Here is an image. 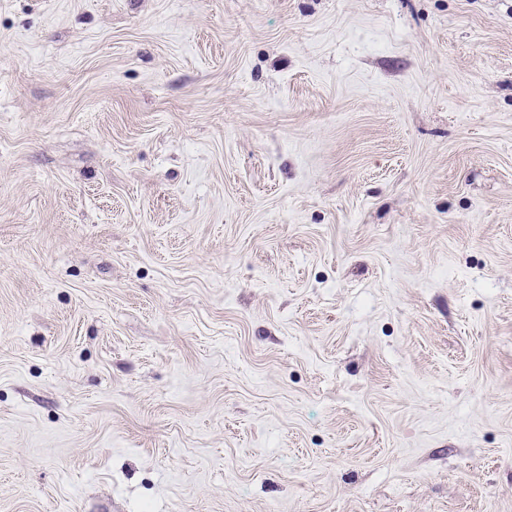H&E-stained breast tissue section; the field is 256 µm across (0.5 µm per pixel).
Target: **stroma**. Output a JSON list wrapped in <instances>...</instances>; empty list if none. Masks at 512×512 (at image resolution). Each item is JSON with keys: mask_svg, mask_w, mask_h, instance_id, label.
I'll return each instance as SVG.
<instances>
[{"mask_svg": "<svg viewBox=\"0 0 512 512\" xmlns=\"http://www.w3.org/2000/svg\"><path fill=\"white\" fill-rule=\"evenodd\" d=\"M0 512H512V0H0Z\"/></svg>", "mask_w": 512, "mask_h": 512, "instance_id": "stroma-1", "label": "stroma"}]
</instances>
